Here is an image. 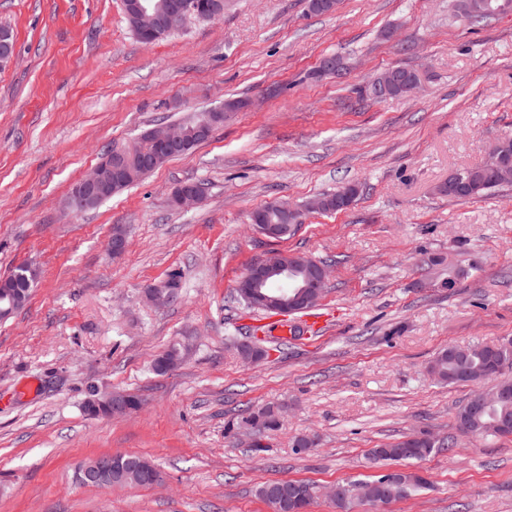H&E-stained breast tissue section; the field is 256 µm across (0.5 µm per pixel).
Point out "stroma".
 <instances>
[{"instance_id":"stroma-1","label":"stroma","mask_w":512,"mask_h":512,"mask_svg":"<svg viewBox=\"0 0 512 512\" xmlns=\"http://www.w3.org/2000/svg\"><path fill=\"white\" fill-rule=\"evenodd\" d=\"M15 54L0 69V277L37 268L27 305L0 322V512H272L260 483L331 485L377 474L369 449L427 431L454 445L418 462L430 485L383 512H512V437L460 436L469 385L435 384L451 345L512 339V186L456 200L437 185L512 134V13L473 26L452 0H231L152 44L121 0H0ZM339 55L340 76L314 78ZM422 75L413 98L376 101L392 67ZM247 100L189 155L81 215L72 184L145 129ZM202 184L190 209L180 184ZM360 189L346 210L305 214L285 239L251 224L273 202ZM128 247L112 258L113 225ZM327 262L323 328L245 363L238 344L271 335L238 300L271 254ZM455 256L465 273L445 288ZM181 274L156 307L149 285ZM184 359L160 373L170 346ZM135 395L116 418L84 411L91 391ZM282 407L276 429L241 419ZM316 448L297 453L298 437ZM138 453L154 487L95 488L76 470Z\"/></svg>"}]
</instances>
